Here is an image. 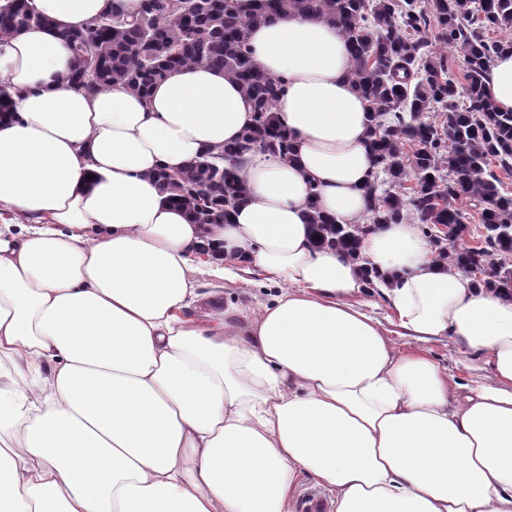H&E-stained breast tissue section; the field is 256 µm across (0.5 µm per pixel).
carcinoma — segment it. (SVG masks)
Returning <instances> with one entry per match:
<instances>
[{
  "mask_svg": "<svg viewBox=\"0 0 512 512\" xmlns=\"http://www.w3.org/2000/svg\"><path fill=\"white\" fill-rule=\"evenodd\" d=\"M274 11L295 10L336 24L347 38L356 91L381 120L370 130L374 172L368 184L365 224L336 223L310 205L317 242L360 260L358 243L376 224L414 221L450 263L494 291L512 289V192L496 173L512 172V112L489 98L483 78L491 60L512 42L491 37L512 31V0H271ZM259 18L235 13L228 0H142L126 15L114 0L78 32L67 35L72 64L67 76L89 93L122 86L143 97L167 74L197 65L220 69L241 86L252 106V125L235 143L207 152L183 171L156 174L169 200L196 224H222L247 196L235 165L256 150L288 161L292 142L273 107L284 80L266 73L251 56L247 34ZM47 20L27 0H0V37ZM434 41L459 50L464 83ZM20 93L0 81V114L14 111ZM442 113V123L429 113ZM479 210V247L448 250L456 236L438 225L460 226L455 202Z\"/></svg>",
  "mask_w": 512,
  "mask_h": 512,
  "instance_id": "obj_1",
  "label": "carcinoma"
}]
</instances>
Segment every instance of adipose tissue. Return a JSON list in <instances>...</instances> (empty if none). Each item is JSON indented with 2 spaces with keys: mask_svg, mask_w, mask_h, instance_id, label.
I'll use <instances>...</instances> for the list:
<instances>
[{
  "mask_svg": "<svg viewBox=\"0 0 512 512\" xmlns=\"http://www.w3.org/2000/svg\"><path fill=\"white\" fill-rule=\"evenodd\" d=\"M29 3L45 24L0 44L19 93L0 116V512H296L300 474L334 512H512V295L436 263L410 221L373 227L359 265L314 240L310 205L363 223L374 171L336 25L230 0L262 18L248 44L286 81L294 154H244L248 199L195 224L154 174L242 136L239 85L191 66L145 98L75 90L64 35L107 0ZM484 84L511 112V50ZM208 244L214 274L260 267L271 302L191 315ZM363 265L405 336L454 337L491 384L397 349L358 300Z\"/></svg>",
  "mask_w": 512,
  "mask_h": 512,
  "instance_id": "1",
  "label": "adipose tissue"
}]
</instances>
